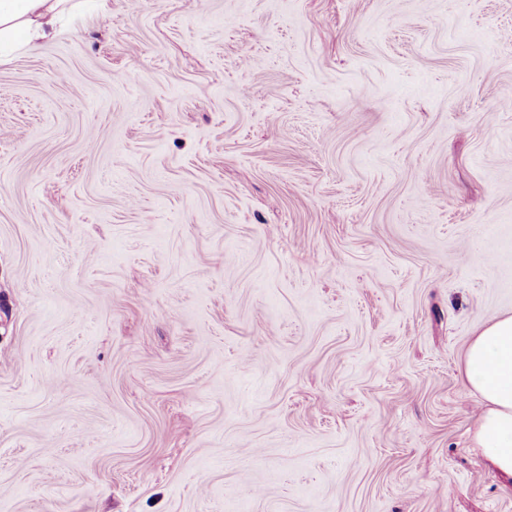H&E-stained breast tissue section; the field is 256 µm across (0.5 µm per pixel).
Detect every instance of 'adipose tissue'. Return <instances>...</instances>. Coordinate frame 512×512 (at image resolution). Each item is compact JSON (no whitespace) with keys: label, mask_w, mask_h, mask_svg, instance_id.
I'll list each match as a JSON object with an SVG mask.
<instances>
[{"label":"adipose tissue","mask_w":512,"mask_h":512,"mask_svg":"<svg viewBox=\"0 0 512 512\" xmlns=\"http://www.w3.org/2000/svg\"><path fill=\"white\" fill-rule=\"evenodd\" d=\"M75 7V0H0V58L56 36L63 16ZM463 371L485 404L475 423L473 445L512 476V315L479 330L466 349Z\"/></svg>","instance_id":"adipose-tissue-1"}]
</instances>
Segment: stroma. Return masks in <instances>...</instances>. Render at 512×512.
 I'll return each mask as SVG.
<instances>
[{"label":"stroma","mask_w":512,"mask_h":512,"mask_svg":"<svg viewBox=\"0 0 512 512\" xmlns=\"http://www.w3.org/2000/svg\"><path fill=\"white\" fill-rule=\"evenodd\" d=\"M512 0H105L0 62V512H512ZM463 371L485 404L473 430L474 448L512 477V315L479 330L466 349Z\"/></svg>","instance_id":"35a3bbf8"}]
</instances>
